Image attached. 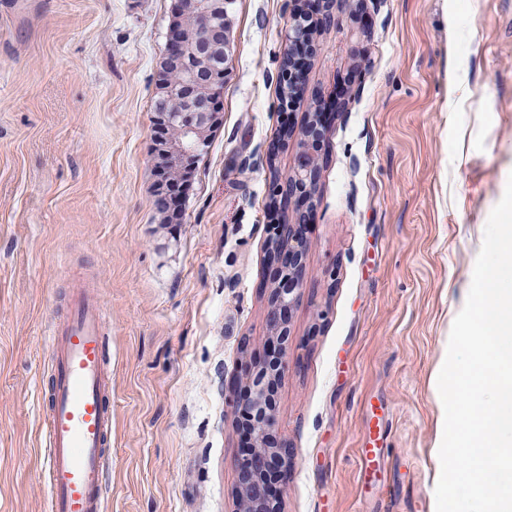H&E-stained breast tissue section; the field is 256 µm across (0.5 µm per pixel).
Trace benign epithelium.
I'll list each match as a JSON object with an SVG mask.
<instances>
[{
	"instance_id": "benign-epithelium-1",
	"label": "benign epithelium",
	"mask_w": 512,
	"mask_h": 512,
	"mask_svg": "<svg viewBox=\"0 0 512 512\" xmlns=\"http://www.w3.org/2000/svg\"><path fill=\"white\" fill-rule=\"evenodd\" d=\"M303 2L295 0L284 50L282 86L288 87L290 97L299 92L305 64L317 53L310 32L333 21L336 9V0H318V5L309 9ZM175 10L194 16L218 15L215 0H175ZM213 107L217 111L192 107L176 117L184 132L182 140L154 136L159 148L154 168L160 191H166L164 177L171 169L180 171L181 186H186L195 168L192 156L207 150L205 130L221 123V96H216ZM324 116L320 104L309 113L301 131L302 150L292 170L279 178L278 194L271 205L276 213H294L295 222L278 225V237L268 254L272 272L267 310L268 356L247 364L235 382V412L244 440V451L237 461L236 512H280V492L294 464V450L276 430L275 387L288 367V324L307 279V228L313 215V188L321 169L318 148L329 133Z\"/></svg>"
}]
</instances>
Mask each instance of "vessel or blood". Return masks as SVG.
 I'll list each match as a JSON object with an SVG mask.
<instances>
[{
  "instance_id": "vessel-or-blood-1",
  "label": "vessel or blood",
  "mask_w": 512,
  "mask_h": 512,
  "mask_svg": "<svg viewBox=\"0 0 512 512\" xmlns=\"http://www.w3.org/2000/svg\"><path fill=\"white\" fill-rule=\"evenodd\" d=\"M54 378L46 411L49 512H106L112 432L104 309L75 294L64 325L49 329Z\"/></svg>"
}]
</instances>
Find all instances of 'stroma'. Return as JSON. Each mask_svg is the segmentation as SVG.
<instances>
[{
  "label": "stroma",
  "mask_w": 512,
  "mask_h": 512,
  "mask_svg": "<svg viewBox=\"0 0 512 512\" xmlns=\"http://www.w3.org/2000/svg\"><path fill=\"white\" fill-rule=\"evenodd\" d=\"M294 7L228 4L223 124L164 224L152 101L171 0H0V512H47L48 331L77 288L111 338L108 512H234L230 383L267 352L273 177L340 96L276 393L296 453L281 512H436L434 373L512 177V0H352L285 106ZM375 405L387 471L367 487Z\"/></svg>",
  "instance_id": "1"
}]
</instances>
